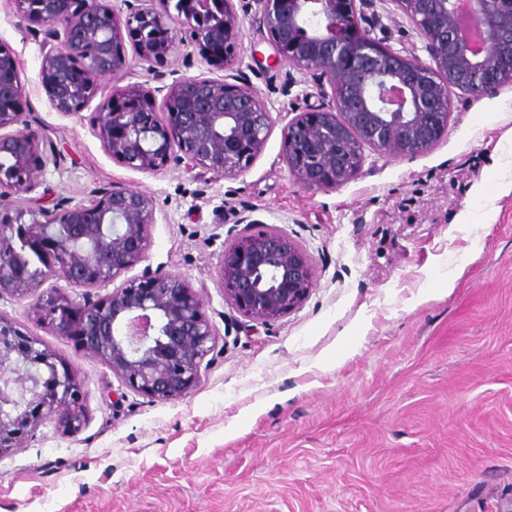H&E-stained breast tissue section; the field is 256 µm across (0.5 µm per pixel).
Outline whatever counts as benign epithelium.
Wrapping results in <instances>:
<instances>
[{"mask_svg":"<svg viewBox=\"0 0 512 512\" xmlns=\"http://www.w3.org/2000/svg\"><path fill=\"white\" fill-rule=\"evenodd\" d=\"M9 2L40 45L47 100L66 117L82 118L95 78L139 66L160 80L180 48H198L213 76L114 88L91 117L105 154L141 173L173 164L233 179L262 154L272 113L232 73L247 21L267 31L277 56L330 87V103L297 113L282 130L283 159L310 190L354 180L368 149L392 157L430 150L448 131L454 90L477 98L512 86V0H392L426 60L372 36L362 26L365 0H124V18L110 0ZM26 109L16 56L0 44V294L25 298L50 277L74 288L117 280L147 258L153 199L113 186L75 206L38 204L29 194L41 185L47 143ZM219 275L224 303L258 323L300 309L315 288L306 251L268 225L224 247ZM32 312L154 402L189 394L216 346L198 293L160 269L81 303L51 288ZM82 398L72 369L0 314V455L45 419L78 430Z\"/></svg>","mask_w":512,"mask_h":512,"instance_id":"obj_1","label":"benign epithelium"}]
</instances>
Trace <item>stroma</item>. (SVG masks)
I'll return each mask as SVG.
<instances>
[{"label":"stroma","mask_w":512,"mask_h":512,"mask_svg":"<svg viewBox=\"0 0 512 512\" xmlns=\"http://www.w3.org/2000/svg\"><path fill=\"white\" fill-rule=\"evenodd\" d=\"M364 26L424 55L409 20L374 0ZM27 110L59 156L37 189L46 206L115 185L155 202L146 266L188 280L216 348L187 396L153 402L33 317L34 297L0 314L72 367L84 421H43L0 456V512H512V87L454 93L448 132L412 158L369 155L349 184L311 191L281 155L290 114L329 99L245 24L240 76L275 120L234 179L202 169L141 173L103 151L90 101L52 109L40 46L0 0ZM254 219L296 239L316 286L304 306L258 324L224 302L218 265ZM338 358L336 366L327 361Z\"/></svg>","instance_id":"obj_1"}]
</instances>
